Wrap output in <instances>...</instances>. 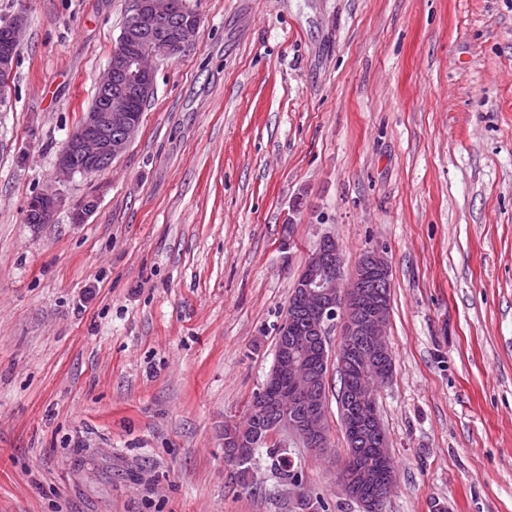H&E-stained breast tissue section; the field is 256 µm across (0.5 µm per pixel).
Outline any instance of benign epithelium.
<instances>
[{
  "mask_svg": "<svg viewBox=\"0 0 512 512\" xmlns=\"http://www.w3.org/2000/svg\"><path fill=\"white\" fill-rule=\"evenodd\" d=\"M25 23L21 13L0 23V76L7 81L12 77ZM199 24V15L188 7L186 0H134L126 27L98 82L97 93L102 103L85 113L59 152L55 182H67L76 173L102 172L125 152L140 126L137 107L153 93L152 59L172 57L187 50ZM61 204L59 192L46 190L31 197L26 214L31 216L32 224H48ZM97 205L95 194L81 198L72 206V223H87ZM372 279L389 280V263L383 249L367 251L359 260L354 277L347 281L335 239L321 238L296 281L297 310L305 317L307 335L291 337L289 342L276 347L274 363L259 390L261 402L252 420H233L224 426L225 462L231 470L250 462L243 446L253 439L262 444L293 440L311 452H324L329 443L328 426L309 354L325 347L331 330L338 324L345 335L359 331L366 336L372 355L387 352L388 309L374 294L360 289L362 282ZM365 376L367 380L361 384L358 400L368 411L360 423L347 426V430L355 434L363 431L373 437L380 435L382 427L374 412L376 388L387 380L389 373L373 367ZM337 481L345 494L362 506L363 512H382L395 478L380 476L370 465L353 472L343 465L338 469ZM285 482L294 494L296 507L312 504L300 477H290Z\"/></svg>",
  "mask_w": 512,
  "mask_h": 512,
  "instance_id": "benign-epithelium-1",
  "label": "benign epithelium"
}]
</instances>
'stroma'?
<instances>
[{
	"label": "stroma",
	"instance_id": "stroma-1",
	"mask_svg": "<svg viewBox=\"0 0 512 512\" xmlns=\"http://www.w3.org/2000/svg\"><path fill=\"white\" fill-rule=\"evenodd\" d=\"M187 3L126 151L59 186L133 0H0L27 16L0 98V512H291L265 459L235 481L224 422L325 235L345 275L389 260L383 512H512V0ZM327 421L330 453L295 464L362 512L336 402ZM63 198L56 190L37 193L29 200L25 214L33 216L30 224H49L62 204Z\"/></svg>",
	"mask_w": 512,
	"mask_h": 512
}]
</instances>
